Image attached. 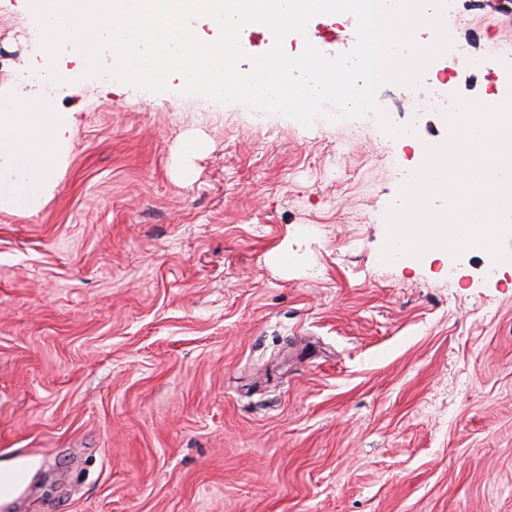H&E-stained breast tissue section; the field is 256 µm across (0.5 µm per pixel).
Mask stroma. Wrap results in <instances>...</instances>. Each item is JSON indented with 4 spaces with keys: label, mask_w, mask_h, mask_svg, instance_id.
I'll return each instance as SVG.
<instances>
[{
    "label": "stroma",
    "mask_w": 512,
    "mask_h": 512,
    "mask_svg": "<svg viewBox=\"0 0 512 512\" xmlns=\"http://www.w3.org/2000/svg\"><path fill=\"white\" fill-rule=\"evenodd\" d=\"M473 53L512 0H454ZM0 0V96L74 113L39 206L0 210V512H512V261L384 262L402 142L46 66ZM356 42L349 15L305 43ZM453 268L456 284L442 269Z\"/></svg>",
    "instance_id": "1"
}]
</instances>
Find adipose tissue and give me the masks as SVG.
<instances>
[{
    "label": "adipose tissue",
    "mask_w": 512,
    "mask_h": 512,
    "mask_svg": "<svg viewBox=\"0 0 512 512\" xmlns=\"http://www.w3.org/2000/svg\"><path fill=\"white\" fill-rule=\"evenodd\" d=\"M71 125L50 101L0 99V209L39 203Z\"/></svg>",
    "instance_id": "obj_1"
}]
</instances>
